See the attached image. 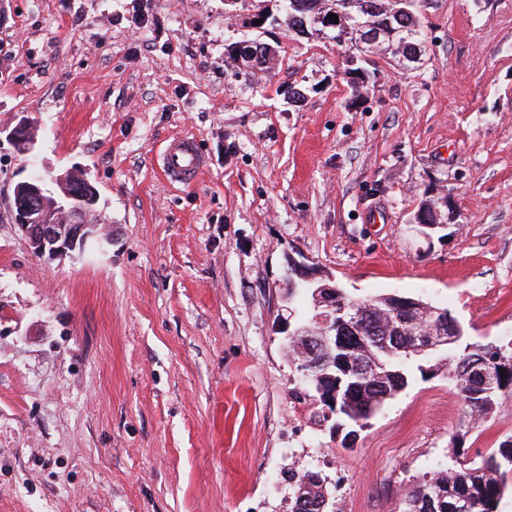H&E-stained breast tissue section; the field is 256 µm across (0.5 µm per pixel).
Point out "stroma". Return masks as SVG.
I'll return each instance as SVG.
<instances>
[{
  "instance_id": "stroma-1",
  "label": "stroma",
  "mask_w": 512,
  "mask_h": 512,
  "mask_svg": "<svg viewBox=\"0 0 512 512\" xmlns=\"http://www.w3.org/2000/svg\"><path fill=\"white\" fill-rule=\"evenodd\" d=\"M422 21L414 69L384 47L354 86L281 0H0V127L34 132L0 138V512H288L303 468L341 512H402L512 437L507 390L460 429L445 350L345 443L279 333L290 254L448 309L464 342L512 340V0H426ZM248 38L275 67L230 58ZM179 136L205 157L191 185L161 169ZM73 167L112 242L47 262L13 188ZM442 197L425 239L410 220Z\"/></svg>"
}]
</instances>
